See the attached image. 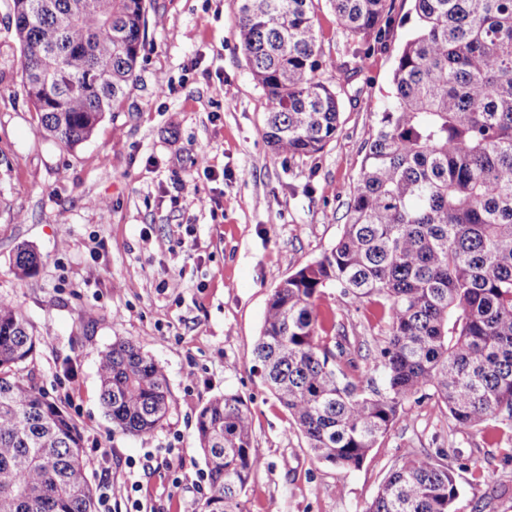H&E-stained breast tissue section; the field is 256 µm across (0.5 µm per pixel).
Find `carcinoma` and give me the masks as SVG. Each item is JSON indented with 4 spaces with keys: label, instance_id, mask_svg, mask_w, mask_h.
I'll use <instances>...</instances> for the list:
<instances>
[{
    "label": "carcinoma",
    "instance_id": "1",
    "mask_svg": "<svg viewBox=\"0 0 512 512\" xmlns=\"http://www.w3.org/2000/svg\"><path fill=\"white\" fill-rule=\"evenodd\" d=\"M359 44L390 31L387 0H330ZM22 87L39 131L88 140L135 77L146 0H12ZM416 33L393 71L336 244L273 289L252 357L320 463L349 472L432 394L461 431L512 429V0H414ZM237 35L268 109L278 155L312 157L339 130L340 95L321 75L315 0H236ZM99 78L87 82L88 75ZM39 258L17 246L20 277ZM340 286L382 307L385 346L361 375L338 367L349 341L328 335L316 301ZM39 337L0 301V512H95L81 435L22 372ZM101 400L125 434L152 433L172 397L163 367L132 339L98 360ZM196 429L209 481L202 512H245L262 465L242 398L209 399ZM459 458L405 451L366 512H454Z\"/></svg>",
    "mask_w": 512,
    "mask_h": 512
}]
</instances>
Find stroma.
Returning <instances> with one entry per match:
<instances>
[{
  "label": "stroma",
  "mask_w": 512,
  "mask_h": 512,
  "mask_svg": "<svg viewBox=\"0 0 512 512\" xmlns=\"http://www.w3.org/2000/svg\"><path fill=\"white\" fill-rule=\"evenodd\" d=\"M11 5L0 0V300L40 338L24 377L77 424L95 492L125 481L143 512H201L209 482L197 413L233 392L263 461L246 512H365L405 450L439 448L473 462L457 472L455 512H512V430L495 421L457 430L430 396L347 473L312 457L252 360L273 288L340 234L364 143L415 30L413 0H388L389 38L358 64L329 0H319L317 44L336 62L323 79L344 89L340 128L322 153L291 159L263 137L267 99L239 45L234 0H146L138 80L73 148L38 130ZM186 180L196 194L182 192ZM22 243L40 257L25 279L13 267ZM317 305L344 326L358 367L384 346L375 301L332 288ZM119 338L161 364L172 393L166 420L146 436L116 430L101 404L98 358Z\"/></svg>",
  "instance_id": "obj_1"
}]
</instances>
